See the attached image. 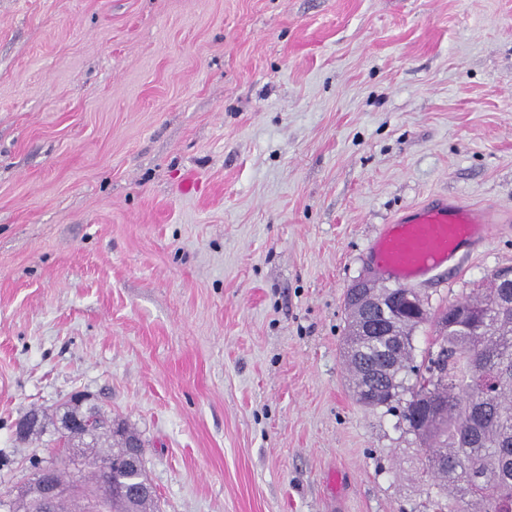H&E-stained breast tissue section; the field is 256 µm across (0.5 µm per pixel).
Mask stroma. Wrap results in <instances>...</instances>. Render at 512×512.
<instances>
[{"label":"stroma","instance_id":"stroma-1","mask_svg":"<svg viewBox=\"0 0 512 512\" xmlns=\"http://www.w3.org/2000/svg\"><path fill=\"white\" fill-rule=\"evenodd\" d=\"M436 198L492 224L431 311L512 266V0H0V496L82 392L161 512H431L342 339Z\"/></svg>","mask_w":512,"mask_h":512}]
</instances>
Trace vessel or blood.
<instances>
[{
    "label": "vessel or blood",
    "instance_id": "vessel-or-blood-1",
    "mask_svg": "<svg viewBox=\"0 0 512 512\" xmlns=\"http://www.w3.org/2000/svg\"><path fill=\"white\" fill-rule=\"evenodd\" d=\"M486 212L452 200L411 207L385 226L371 247L378 272L398 285L446 267L462 245L486 238Z\"/></svg>",
    "mask_w": 512,
    "mask_h": 512
}]
</instances>
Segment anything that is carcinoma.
<instances>
[{
    "instance_id": "carcinoma-1",
    "label": "carcinoma",
    "mask_w": 512,
    "mask_h": 512,
    "mask_svg": "<svg viewBox=\"0 0 512 512\" xmlns=\"http://www.w3.org/2000/svg\"><path fill=\"white\" fill-rule=\"evenodd\" d=\"M469 309L487 321L488 331L475 334L468 329L469 318L462 312ZM431 319L437 338L424 359L441 362L442 372L411 384L406 379L415 369L412 341L418 325H405L403 336L395 340L345 337L354 396L360 401L365 395V372L388 369L384 377L391 391L370 408L393 410V403H399L400 416L413 433L419 404L442 401L440 418L430 423L427 433L417 435L423 447L444 453L434 466L425 459L435 478L426 489L428 499L437 512H504V505L512 504V287L452 302ZM403 394L408 398H401ZM119 427L102 417L97 436L83 442L87 460L109 458L112 470L82 475L89 493L59 501L53 512H103L101 485L132 488L149 481L144 465L123 464L132 449L123 438H114L112 429ZM112 512H157L156 493L151 490L134 501L114 496Z\"/></svg>"
}]
</instances>
